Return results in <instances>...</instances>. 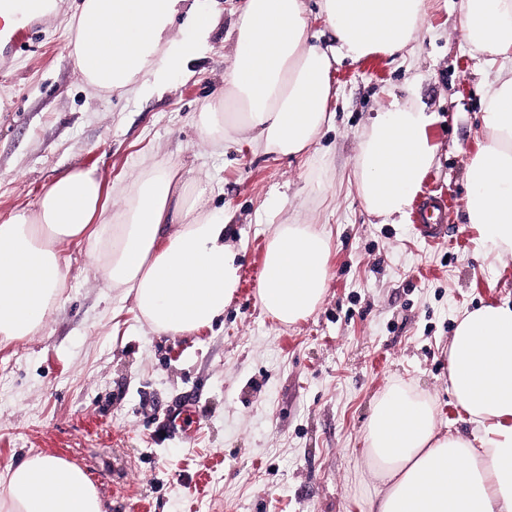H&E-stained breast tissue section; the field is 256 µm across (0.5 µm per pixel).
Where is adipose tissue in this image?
Instances as JSON below:
<instances>
[{
	"label": "adipose tissue",
	"instance_id": "1",
	"mask_svg": "<svg viewBox=\"0 0 512 512\" xmlns=\"http://www.w3.org/2000/svg\"><path fill=\"white\" fill-rule=\"evenodd\" d=\"M430 0H320L335 44L311 34L305 0H245L222 95L198 113L201 139L228 148L237 131L252 147L302 157L331 126V75L343 57L404 54L422 32ZM461 29L495 78L481 100L483 150L466 170V212L486 253L512 254V0H461ZM217 13L196 0H82L69 45L86 87L138 97L160 95L206 48ZM432 114L416 101L390 104L363 135L357 193L370 216L404 223L435 158ZM213 181L153 162L119 189L123 208L93 167L60 174L35 211L0 221V339L36 333L67 284L61 247L79 241L111 287L126 289L159 333L212 326L239 287V252ZM330 237L309 224H279L263 261L258 299L289 325L312 315L327 287ZM448 384L477 434H443L431 398L398 383L375 400L367 455L380 484L370 512H512V303L463 313L448 346ZM0 512H102L85 472L33 454L0 478Z\"/></svg>",
	"mask_w": 512,
	"mask_h": 512
}]
</instances>
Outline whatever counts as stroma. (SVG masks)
<instances>
[{"mask_svg": "<svg viewBox=\"0 0 512 512\" xmlns=\"http://www.w3.org/2000/svg\"><path fill=\"white\" fill-rule=\"evenodd\" d=\"M78 2L58 0L29 50L0 66V221L71 168L119 186L171 157L219 181L212 203L243 249L241 285L212 328L168 336L107 286L85 244L64 245V304L35 335L0 342V477L42 453L82 468L103 512H368L376 397L405 382L433 400L440 432L472 433L448 393L455 320L512 298V255H481L466 221L487 76L460 0H433L405 56L337 65L335 123L313 161L256 151L245 133L216 152L197 132L196 113L224 89L242 0H201L219 14L208 49L151 98L86 88L68 48ZM410 98L437 117L422 187L450 203L448 236L432 244L412 224L374 223L353 176L371 114ZM295 221L330 233V279L319 309L285 326L257 288L273 227ZM187 401L196 431L181 442L166 420Z\"/></svg>", "mask_w": 512, "mask_h": 512, "instance_id": "stroma-1", "label": "stroma"}]
</instances>
